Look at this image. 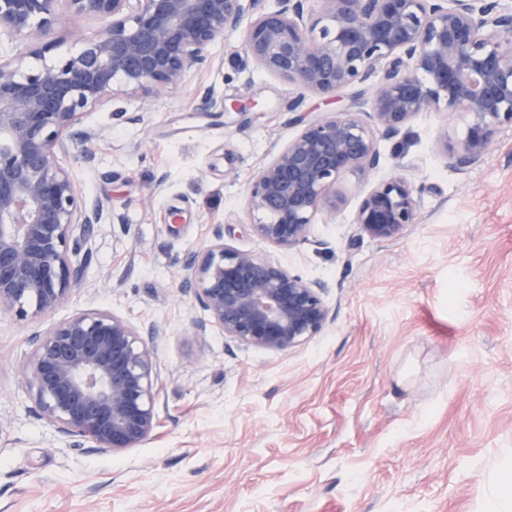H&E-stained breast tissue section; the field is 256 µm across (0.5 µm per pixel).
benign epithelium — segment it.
I'll list each match as a JSON object with an SVG mask.
<instances>
[{"label":"benign epithelium","mask_w":512,"mask_h":512,"mask_svg":"<svg viewBox=\"0 0 512 512\" xmlns=\"http://www.w3.org/2000/svg\"><path fill=\"white\" fill-rule=\"evenodd\" d=\"M0 0V32L42 57L60 10L104 23L74 55L24 73L0 58V306L33 322L85 285L88 247L103 205L89 200L58 157H94L103 128L87 115L120 94L161 97L192 69L213 66L209 46L242 33L249 64L305 90L330 94L373 82L371 112L301 113L297 127L248 187L251 231L283 249L308 240L319 215L344 202L336 185L380 164L391 140L420 113L444 106L467 117L448 167L477 164L502 126L512 127V7L503 0ZM421 197L402 173L365 193L354 223L388 240L419 218ZM183 291L238 346L286 352L320 335L330 319L326 284L268 255L213 240L193 254ZM145 330L108 311L77 313L32 333L24 368L37 416L60 437L114 453L137 448L158 427L159 373Z\"/></svg>","instance_id":"obj_1"}]
</instances>
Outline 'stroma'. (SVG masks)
Segmentation results:
<instances>
[{
    "label": "stroma",
    "instance_id": "35a3bbf8",
    "mask_svg": "<svg viewBox=\"0 0 512 512\" xmlns=\"http://www.w3.org/2000/svg\"><path fill=\"white\" fill-rule=\"evenodd\" d=\"M100 29L63 13L56 53ZM209 53L214 68L172 93L95 110L87 126L109 134L92 163L59 158L103 216L85 287L51 318L159 325V426L119 454L54 436L24 384L36 326L0 308V512H485L512 488V128L458 172L441 141L463 137L465 118L421 113L380 142L369 176L339 184L343 206L305 244L276 251L247 224V188L294 134L289 104L366 111L371 88L321 96L243 66L238 33ZM208 88L223 111L202 108ZM398 168L422 189L418 223L361 234L362 195ZM217 224L225 244L326 283L321 336L273 353L226 346L215 327L195 335L206 314L182 284Z\"/></svg>",
    "mask_w": 512,
    "mask_h": 512
}]
</instances>
